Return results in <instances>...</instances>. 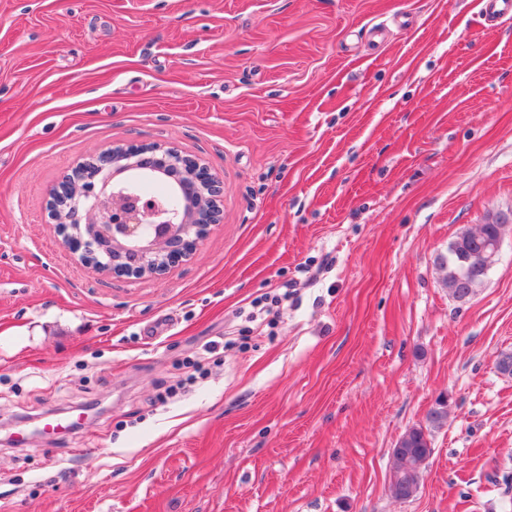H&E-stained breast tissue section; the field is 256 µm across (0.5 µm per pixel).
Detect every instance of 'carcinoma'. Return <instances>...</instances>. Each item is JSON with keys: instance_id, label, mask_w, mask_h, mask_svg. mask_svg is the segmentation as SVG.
I'll list each match as a JSON object with an SVG mask.
<instances>
[{"instance_id": "1", "label": "carcinoma", "mask_w": 512, "mask_h": 512, "mask_svg": "<svg viewBox=\"0 0 512 512\" xmlns=\"http://www.w3.org/2000/svg\"><path fill=\"white\" fill-rule=\"evenodd\" d=\"M504 224H482L478 231L467 230L448 244V250L437 257L439 267L444 271L443 283L449 295L463 301L475 294L486 281V276L473 278L463 276L458 268L456 250L462 246L475 251L490 248L493 242L503 236ZM448 418L447 403L436 402L427 416V425L408 429L392 448L391 478L389 492L392 498L407 501L416 496L421 476V465L433 453L432 432L442 427Z\"/></svg>"}]
</instances>
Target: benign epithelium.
I'll list each match as a JSON object with an SVG mask.
<instances>
[{"label":"benign epithelium","instance_id":"7a95c632","mask_svg":"<svg viewBox=\"0 0 512 512\" xmlns=\"http://www.w3.org/2000/svg\"><path fill=\"white\" fill-rule=\"evenodd\" d=\"M149 179H172L180 206L146 193ZM223 182L198 158L175 146H115L78 164L51 191L49 215L62 244L81 264L116 277L163 275L194 254L196 244L220 223ZM461 255L480 274L497 257Z\"/></svg>","mask_w":512,"mask_h":512}]
</instances>
